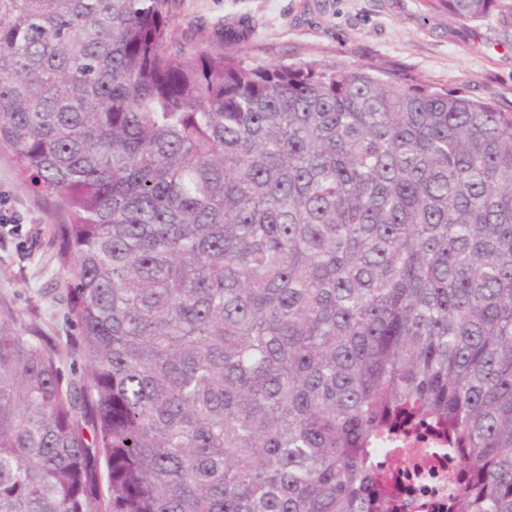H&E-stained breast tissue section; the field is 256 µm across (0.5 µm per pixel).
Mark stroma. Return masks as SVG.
I'll list each match as a JSON object with an SVG mask.
<instances>
[{"label":"stroma","instance_id":"stroma-1","mask_svg":"<svg viewBox=\"0 0 512 512\" xmlns=\"http://www.w3.org/2000/svg\"><path fill=\"white\" fill-rule=\"evenodd\" d=\"M173 11L176 38L202 48L220 46L225 19L239 20L240 56L252 65L362 63L512 107V20L496 14L465 27L432 0H176ZM56 210L0 150V313L50 336L73 380L83 363L69 350L76 328L63 302Z\"/></svg>","mask_w":512,"mask_h":512}]
</instances>
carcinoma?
Wrapping results in <instances>:
<instances>
[{
  "instance_id": "carcinoma-1",
  "label": "carcinoma",
  "mask_w": 512,
  "mask_h": 512,
  "mask_svg": "<svg viewBox=\"0 0 512 512\" xmlns=\"http://www.w3.org/2000/svg\"><path fill=\"white\" fill-rule=\"evenodd\" d=\"M173 3L0 0V149L59 206L85 367L0 319V512H394L411 422L448 512H512V109L186 46ZM445 435L432 425L399 432L382 448L376 464L401 496L403 512H447L448 491L455 474L446 454Z\"/></svg>"
}]
</instances>
